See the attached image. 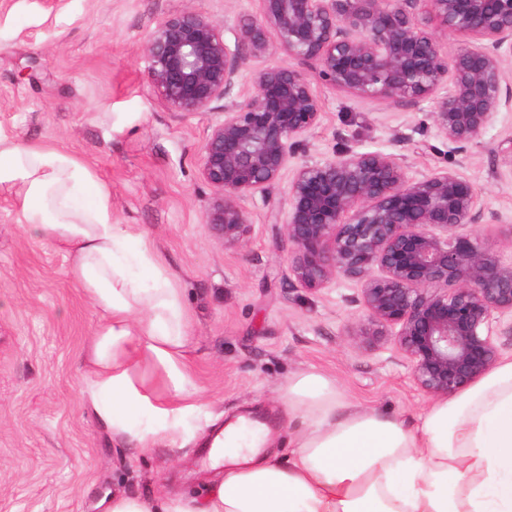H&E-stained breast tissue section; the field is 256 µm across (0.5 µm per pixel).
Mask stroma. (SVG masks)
<instances>
[{
    "label": "stroma",
    "instance_id": "35a3bbf8",
    "mask_svg": "<svg viewBox=\"0 0 512 512\" xmlns=\"http://www.w3.org/2000/svg\"><path fill=\"white\" fill-rule=\"evenodd\" d=\"M192 9L233 42L259 0H0V133L54 144L112 189V221L153 242L184 292L189 375L199 408L183 412L184 445L147 452L113 439L81 394L82 358L97 322L66 275L64 255L29 236L0 196V512H104L115 494L202 490L211 430L237 416L265 424L288 450L278 389L316 369L353 402L406 419L428 403L401 363L365 350L348 328L361 314L353 282L314 292L288 265V183L304 162L337 152L390 153L410 174L459 170L475 186L473 229L512 257V104L466 152L436 130L431 103L358 97L306 73L322 105L279 181L242 199L251 224L225 245L205 222L215 196L201 148L222 103L180 116L151 91L141 47L167 14Z\"/></svg>",
    "mask_w": 512,
    "mask_h": 512
}]
</instances>
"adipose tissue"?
I'll list each match as a JSON object with an SVG mask.
<instances>
[{
    "instance_id": "1",
    "label": "adipose tissue",
    "mask_w": 512,
    "mask_h": 512,
    "mask_svg": "<svg viewBox=\"0 0 512 512\" xmlns=\"http://www.w3.org/2000/svg\"><path fill=\"white\" fill-rule=\"evenodd\" d=\"M0 192L17 226L69 259L66 274L98 324L83 356L81 394L112 435L141 450L181 439L189 388L188 314L145 234L112 221V190L75 155L0 134ZM279 401L287 454L258 427L239 442L229 422L209 453L203 492L110 498L107 512H512V358L407 420L347 402L334 380L290 378ZM163 421L143 428L136 415Z\"/></svg>"
}]
</instances>
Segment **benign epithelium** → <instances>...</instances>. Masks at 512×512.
I'll list each match as a JSON object with an SVG mask.
<instances>
[{
	"mask_svg": "<svg viewBox=\"0 0 512 512\" xmlns=\"http://www.w3.org/2000/svg\"><path fill=\"white\" fill-rule=\"evenodd\" d=\"M235 49L209 17H163L142 51L152 92L171 111L202 112L228 97L244 60L277 52L362 98L432 102L438 132L461 151L512 101V0H260ZM461 36L453 59L441 40ZM254 93L224 106L202 147L217 191L205 223L235 246L249 233L239 199L276 184L321 118L307 73L264 66ZM289 269L313 291L359 285L352 335L407 364L415 387L445 396L493 368L512 343V261L471 227L478 193L452 168L412 177L392 154L342 152L297 166L288 187Z\"/></svg>",
	"mask_w": 512,
	"mask_h": 512,
	"instance_id": "7a95c632",
	"label": "benign epithelium"
}]
</instances>
